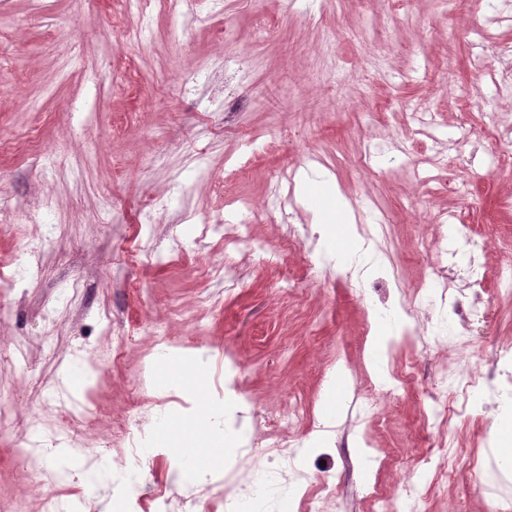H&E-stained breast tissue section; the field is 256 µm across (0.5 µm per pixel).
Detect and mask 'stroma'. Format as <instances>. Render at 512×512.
<instances>
[{"label":"stroma","instance_id":"obj_1","mask_svg":"<svg viewBox=\"0 0 512 512\" xmlns=\"http://www.w3.org/2000/svg\"><path fill=\"white\" fill-rule=\"evenodd\" d=\"M499 0H194L192 6L126 9L123 0H0V400L15 414L0 425V502L23 512H57L62 501L88 512L112 503L111 482L86 495L80 473L46 483L19 451L49 458L35 431L59 422L61 406L100 407L77 422L86 467L113 461L112 428L127 418L153 430L174 412L192 428L220 397L212 377L185 395L183 363L244 368L242 422L298 403L303 422L278 425L306 445L297 487L277 462L255 470L240 452V472L261 491L252 512H299L301 496L330 485L322 512H373L368 488L399 495L398 481L434 441L423 420L435 374L456 369L465 351L512 352V294L495 280L465 324L439 302L434 273L441 254L421 249L438 216L460 213L470 248L490 271L512 265V172L491 163L511 154L512 103L488 74L499 61L475 60L484 38L512 44V20ZM264 22L272 32L254 42ZM233 40H225V29ZM333 35L334 67L318 73ZM381 51L387 65L370 69ZM488 135L472 156H458L463 127ZM409 153L403 169L388 162ZM308 178L294 221L312 224L314 249L288 248L277 213L254 225V243L225 250L224 236L180 221L184 211L237 224L240 198L260 203L271 179ZM166 201L157 223L142 210ZM391 223L371 252L344 241L346 225ZM398 268L403 288H381ZM434 296L402 319L400 302ZM387 337L384 369L410 368L405 391L379 399L374 422L354 425L349 407L366 383L378 329ZM164 329L169 341L157 344ZM464 334L465 346L451 343ZM113 357L106 373L92 362ZM79 365L84 386L70 393L64 368ZM340 381H333L334 373ZM332 431H320L323 422ZM451 431L464 451L447 489L428 495L427 512H487L488 483L512 494V422L472 411ZM166 441L145 457L128 512H152L165 486L195 498L196 512H224L233 483L180 485Z\"/></svg>","mask_w":512,"mask_h":512}]
</instances>
